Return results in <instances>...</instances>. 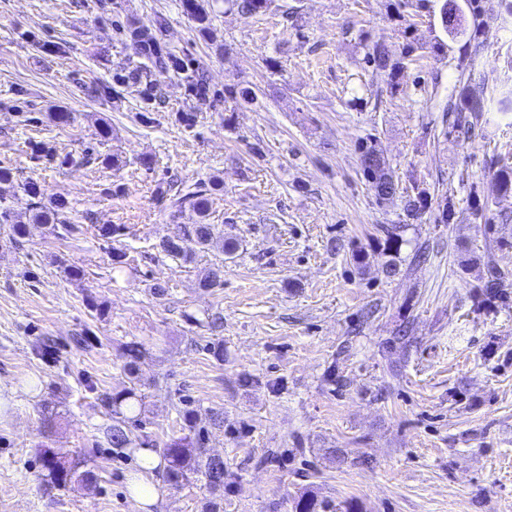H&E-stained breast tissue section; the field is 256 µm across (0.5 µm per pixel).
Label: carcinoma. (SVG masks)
Returning a JSON list of instances; mask_svg holds the SVG:
<instances>
[{"mask_svg": "<svg viewBox=\"0 0 512 512\" xmlns=\"http://www.w3.org/2000/svg\"><path fill=\"white\" fill-rule=\"evenodd\" d=\"M237 9L249 14L266 12L271 0H232ZM186 9L197 22L201 30L207 31L210 17L199 0H185ZM420 6L430 13L438 14V20L443 32L454 40L461 39V54L457 68L461 71L472 69L479 55V46H471L481 32L486 13L484 0H420ZM422 48L419 40L414 38L406 43L402 51L393 53L380 40L368 41L363 45L364 63L371 69L373 78L388 86L393 85L397 74L405 67V60ZM446 112L455 114L453 125L461 123L473 129L478 126L484 112H512V82L493 80L489 94L481 99H470L465 90L450 95ZM361 171L364 178L372 185L377 201L383 203L393 199L398 189L393 172L385 158L375 148V145L363 143L358 148ZM498 192L507 195L512 193V168L502 167L495 174ZM21 188L34 199L31 220L37 224H48L57 235L64 237L80 231V225L68 222L63 215L67 202L57 199L55 205L48 207L42 201V192L38 183L27 181ZM179 202H187L196 212L198 219L193 224L181 225L179 240L161 245L167 255L187 260L192 257L193 247L208 250L221 246L222 252L231 254L236 249L232 240H224L216 225L207 223L208 202L206 190L198 185L185 193ZM403 212L408 219L418 220L429 209L427 194L416 188L405 192L402 196ZM0 224L8 226L10 239L15 240L26 234V225L12 218L6 207L0 208ZM400 225L395 224L386 229L385 254L388 260L385 269L396 275L400 268L397 263L403 239L399 234ZM222 267L205 270L198 280V288L208 291L222 285ZM490 276L482 289L485 301L491 303L505 295L508 274L492 267ZM104 406L111 409L112 425L106 430L109 444L117 451L126 448H142L150 445L145 438H138L130 429L134 422L132 414L141 410L142 395L137 388L130 387L102 398ZM163 457L168 462V477L177 483L186 479L189 472L202 473L208 484L214 488L224 485V461L218 457L207 456L199 448L193 447L188 437L172 438L165 443ZM45 473L43 479L58 488H66L73 479L79 478L86 482L95 479V474L88 469V460L62 461L54 456L44 458ZM295 512H324L322 503L312 495L303 494L295 501Z\"/></svg>", "mask_w": 512, "mask_h": 512, "instance_id": "1", "label": "carcinoma"}]
</instances>
